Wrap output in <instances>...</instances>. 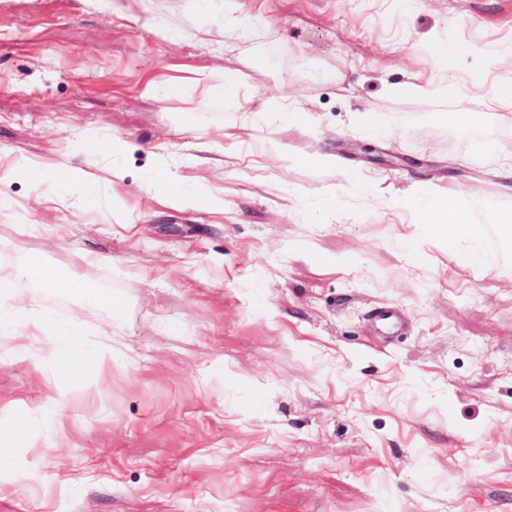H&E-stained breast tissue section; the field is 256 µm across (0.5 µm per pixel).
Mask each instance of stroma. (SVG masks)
I'll return each mask as SVG.
<instances>
[{"instance_id": "1", "label": "stroma", "mask_w": 512, "mask_h": 512, "mask_svg": "<svg viewBox=\"0 0 512 512\" xmlns=\"http://www.w3.org/2000/svg\"><path fill=\"white\" fill-rule=\"evenodd\" d=\"M235 6L252 23L231 32L199 0H0V151L47 167L42 184L0 183V272L25 241L126 304L111 372L87 369L64 398L41 346L0 356V420L32 417L0 470V512H512V241L485 215L452 257L402 206L452 185L475 209L512 202V160H486L444 120L462 106L512 134V107L485 98L512 84V0ZM448 46L459 52L443 68ZM255 55L265 71L248 69ZM228 70L249 100L204 97L196 76ZM413 75L439 92L394 94ZM171 77L187 79L183 97L143 96ZM279 94L303 97L311 121L221 137ZM375 106L381 134L349 126ZM112 133L125 140L118 197ZM196 138L212 160L181 173L223 192L219 222L140 190L157 155ZM272 146L269 169L249 167ZM76 149L105 154L89 204L46 208L37 191L61 192ZM317 194L336 198L321 223ZM21 287L86 333L110 317L64 289ZM390 307L405 319L395 336L371 322Z\"/></svg>"}]
</instances>
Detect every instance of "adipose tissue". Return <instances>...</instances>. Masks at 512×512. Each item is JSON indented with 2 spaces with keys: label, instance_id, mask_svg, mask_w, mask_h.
<instances>
[{
  "label": "adipose tissue",
  "instance_id": "ef3b65f1",
  "mask_svg": "<svg viewBox=\"0 0 512 512\" xmlns=\"http://www.w3.org/2000/svg\"><path fill=\"white\" fill-rule=\"evenodd\" d=\"M143 191L164 207L182 211L203 207L215 215L224 211L223 195L202 193L164 162L148 175ZM406 205L415 210L423 223L430 225L433 235L445 244L455 245L461 235L477 233L472 225L470 206L462 202L455 191H448L435 202L415 194L407 199ZM22 253L21 265L0 274V325L10 330L6 346L10 353L20 356L27 351L32 338L49 336L50 355L55 362L51 390L64 395L87 368L101 370L111 365L113 330L111 325H102L96 340L88 341L77 322L58 325L50 310L28 303L19 287L20 281L25 279H36L50 289L63 287L80 296L87 293L89 283L76 274L59 279L54 268L44 265L41 251L26 247Z\"/></svg>",
  "mask_w": 512,
  "mask_h": 512
}]
</instances>
